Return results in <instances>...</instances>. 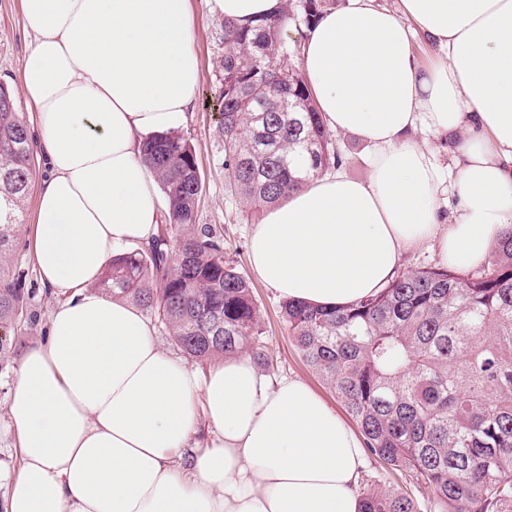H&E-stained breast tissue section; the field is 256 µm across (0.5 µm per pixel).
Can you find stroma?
Returning <instances> with one entry per match:
<instances>
[{
    "instance_id": "obj_1",
    "label": "stroma",
    "mask_w": 512,
    "mask_h": 512,
    "mask_svg": "<svg viewBox=\"0 0 512 512\" xmlns=\"http://www.w3.org/2000/svg\"><path fill=\"white\" fill-rule=\"evenodd\" d=\"M193 29V49L200 65V84L193 112L183 126V134L196 148L203 192L198 206L197 221L214 224L224 230V249L239 270L249 278L260 305L261 342L270 354L274 377H296L338 414H345L344 404L303 362L284 328L276 293L255 278L248 258V242L258 222L257 217L236 204L224 189V171L220 162V146L216 135L217 102L222 94V80L217 62L224 51L222 26L224 18L213 8L211 0H189ZM30 39L23 29L20 0H0V83L16 92L20 112L30 106L18 93V71ZM17 262L27 274V285L34 297L31 303L33 319L27 330L12 335L13 353L4 370L0 371V501L6 496L7 484L17 469L14 437L7 427L5 403L23 351L40 341L47 333L48 313L54 306V294L41 285L27 249H20Z\"/></svg>"
}]
</instances>
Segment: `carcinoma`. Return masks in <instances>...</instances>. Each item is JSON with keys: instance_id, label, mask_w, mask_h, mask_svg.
<instances>
[{"instance_id": "obj_1", "label": "carcinoma", "mask_w": 512, "mask_h": 512, "mask_svg": "<svg viewBox=\"0 0 512 512\" xmlns=\"http://www.w3.org/2000/svg\"><path fill=\"white\" fill-rule=\"evenodd\" d=\"M335 0H281L255 24L224 20L223 91L216 132L224 190L254 210L281 204L346 157L326 128L305 74L290 58ZM144 155L168 218L148 245L116 255L98 289L128 299L163 324L184 356L239 352L261 367L260 309L248 279L225 256L224 237L196 223L203 191L193 144L173 130ZM27 119L0 86V371L9 330L26 314L24 272L12 269L32 184ZM184 235L176 241L170 229ZM280 315L306 365L344 403L360 429L368 474L361 512H512V230L474 271L422 267L377 294L326 308L284 300ZM396 474L417 493L381 487Z\"/></svg>"}]
</instances>
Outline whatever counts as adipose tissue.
Returning <instances> with one entry per match:
<instances>
[{"label": "adipose tissue", "instance_id": "obj_1", "mask_svg": "<svg viewBox=\"0 0 512 512\" xmlns=\"http://www.w3.org/2000/svg\"><path fill=\"white\" fill-rule=\"evenodd\" d=\"M401 6L348 0L305 33L326 124L368 148L371 171L323 174L255 226L252 268L282 298L344 306L413 247L464 268L512 228V0ZM21 7L32 42L18 80L46 167L28 249L62 301L6 403L21 469L5 512H359L362 443L305 382L246 353L199 373L137 306L94 287L164 221L143 145L178 128L198 91L188 0ZM418 33L431 64L414 56ZM419 131L447 142L448 168Z\"/></svg>", "mask_w": 512, "mask_h": 512}]
</instances>
